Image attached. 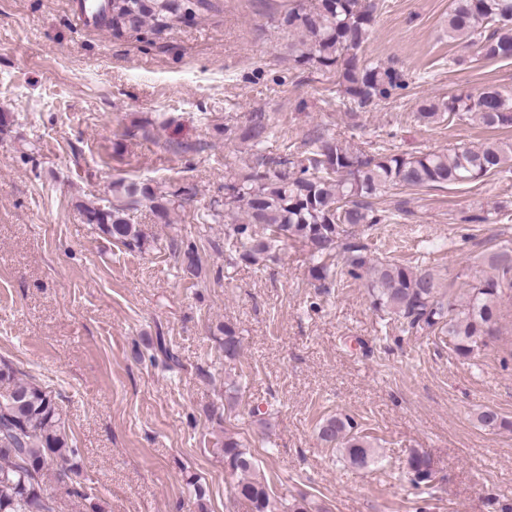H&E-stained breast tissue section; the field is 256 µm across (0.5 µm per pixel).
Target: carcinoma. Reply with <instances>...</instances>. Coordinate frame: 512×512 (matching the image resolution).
<instances>
[{
  "label": "carcinoma",
  "instance_id": "obj_1",
  "mask_svg": "<svg viewBox=\"0 0 512 512\" xmlns=\"http://www.w3.org/2000/svg\"><path fill=\"white\" fill-rule=\"evenodd\" d=\"M209 0H105L98 23L120 36L144 28L160 32L192 20L208 9ZM372 0H318L310 8L298 3L278 18L294 40L288 58L300 67L336 72L343 97L364 107L388 99L407 87L396 69L359 54L375 22ZM448 38L472 55L458 59L468 65L512 59V0H452ZM416 120L424 125L444 120L476 123L486 129L512 128V98L488 85L476 94L418 103ZM278 131L263 112L251 116L242 138L251 142L254 160L228 175L224 209L214 206L206 219L224 223V238L236 259L257 265L276 259L280 244L299 242L307 248L311 279L335 284L343 277L368 278L371 305L403 319L406 333L434 332L450 339L455 354L470 359L485 345L500 317L499 298L512 290V248L505 245L488 258L495 274L472 284L460 303L438 294L439 274L432 267L389 260L354 238L352 228L390 224L396 214L375 207L372 199L386 187L422 191L477 183L512 173V141L488 140L461 145L451 153L407 154L383 146L364 153L336 138L318 134L305 141L299 155L289 153L290 174L271 175L274 159L266 155ZM123 204L110 208L79 203L84 223L93 224L130 250L144 251L151 241L133 223L130 211L141 201L151 204L160 221L171 206L192 196L189 186H152L123 181L112 184ZM341 255V265L331 261ZM224 359L236 360L240 340L229 323L220 328ZM491 431L512 432V422L489 407L478 414ZM318 437L340 450L350 466L364 469L379 463L378 455L349 415L323 419ZM224 469L239 476L236 495L250 512H308L305 499L284 504L255 474L252 455L231 436L217 443ZM80 449L73 447L63 412L49 391L0 362V512H57V498L47 483L53 464L60 465L56 482L72 492V476L80 474ZM413 480L433 479L431 461L414 452L408 459Z\"/></svg>",
  "mask_w": 512,
  "mask_h": 512
}]
</instances>
